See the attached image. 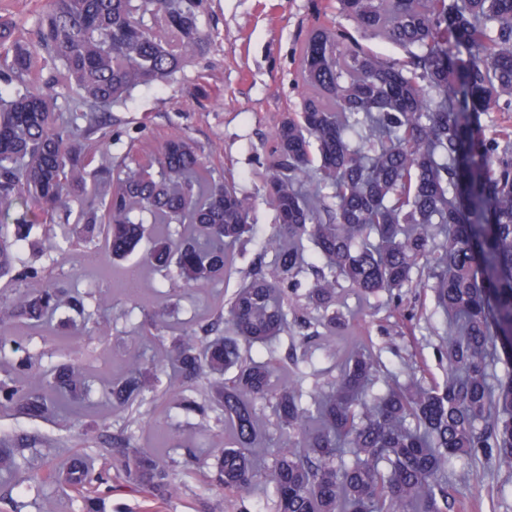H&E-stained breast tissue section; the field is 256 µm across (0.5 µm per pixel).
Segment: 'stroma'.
Instances as JSON below:
<instances>
[{
	"instance_id": "35a3bbf8",
	"label": "stroma",
	"mask_w": 512,
	"mask_h": 512,
	"mask_svg": "<svg viewBox=\"0 0 512 512\" xmlns=\"http://www.w3.org/2000/svg\"><path fill=\"white\" fill-rule=\"evenodd\" d=\"M317 3L332 6L336 0H212L211 11L200 20L201 28L211 35L204 54L174 83L140 87L125 106L115 109L119 136L112 144L113 154L124 155L136 137L155 147L173 134L189 136L214 167L252 193L256 204L254 237L263 241L272 232L273 212L253 173L258 156L268 146L271 129L298 98L295 48L312 21ZM340 301L366 323L355 335L339 338L343 349L379 351L385 363L394 368L412 351L430 376L439 382L445 380L447 366L439 360L435 337L389 339L378 334L368 303L348 290L343 291ZM0 429L41 433L60 462L71 458L78 440L77 431L5 411H0ZM455 468L466 473L455 483L460 512H512V477L497 474L488 460L469 468L459 462ZM219 498L213 489L160 501L118 488L96 501L94 507L96 512H202L203 503Z\"/></svg>"
}]
</instances>
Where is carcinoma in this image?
<instances>
[{
	"instance_id": "carcinoma-1",
	"label": "carcinoma",
	"mask_w": 512,
	"mask_h": 512,
	"mask_svg": "<svg viewBox=\"0 0 512 512\" xmlns=\"http://www.w3.org/2000/svg\"><path fill=\"white\" fill-rule=\"evenodd\" d=\"M337 4L405 58L316 11L297 47V109L254 172L273 232L243 268L254 200L189 138L112 155V108L202 54L211 0H49L27 40L0 18V279L16 282L0 289V408L50 421L59 398L90 395L92 377L112 404L65 463L38 433L0 432V473L45 449L26 492L0 491L4 512L38 501L52 512L47 485L85 499L114 480L158 499L216 489L223 502L208 512H251L257 490L267 512H454L455 461L489 457L512 476V126L488 135L481 122L512 114V0ZM48 241L82 263L146 242L132 270L142 287L65 288L40 263ZM150 272L177 287L158 289ZM233 278L196 321L174 317L180 288ZM345 288L375 300L380 335L437 336L445 382L411 355L393 371L363 351L308 384L300 365L336 358L330 337L352 327L337 307ZM125 298L151 358L119 336ZM100 325L118 333L112 345L92 344ZM36 330L55 344L48 369L28 346ZM163 404L217 439L212 459L154 425Z\"/></svg>"
}]
</instances>
